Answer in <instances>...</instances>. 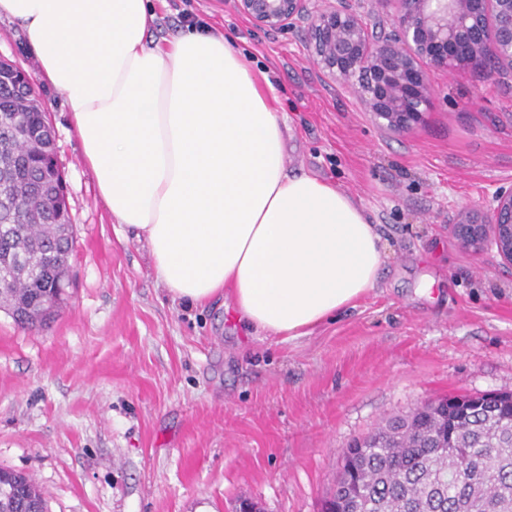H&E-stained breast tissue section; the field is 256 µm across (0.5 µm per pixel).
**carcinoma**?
Wrapping results in <instances>:
<instances>
[{
	"mask_svg": "<svg viewBox=\"0 0 512 512\" xmlns=\"http://www.w3.org/2000/svg\"><path fill=\"white\" fill-rule=\"evenodd\" d=\"M31 93L0 83V307L30 329L64 304L54 286L66 281L72 240L69 215L49 212L55 140L22 147L47 119L24 106ZM0 484L15 490L0 512H44L32 478L0 470ZM328 502L335 512H512V397L463 395L387 418L346 448Z\"/></svg>",
	"mask_w": 512,
	"mask_h": 512,
	"instance_id": "cac0c4a2",
	"label": "carcinoma"
}]
</instances>
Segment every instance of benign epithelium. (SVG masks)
Wrapping results in <instances>:
<instances>
[{"label":"benign epithelium","mask_w":512,"mask_h":512,"mask_svg":"<svg viewBox=\"0 0 512 512\" xmlns=\"http://www.w3.org/2000/svg\"><path fill=\"white\" fill-rule=\"evenodd\" d=\"M255 27L292 30L304 24L307 57L325 77L350 87L380 130L406 133L433 106L428 72L453 74L487 62L512 74V0H375L390 9V29L369 30L352 0H233ZM33 77L0 64V81ZM474 253L496 250L512 265V186L494 197L491 216L467 212L455 225Z\"/></svg>","instance_id":"1"}]
</instances>
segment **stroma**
<instances>
[{"mask_svg":"<svg viewBox=\"0 0 512 512\" xmlns=\"http://www.w3.org/2000/svg\"><path fill=\"white\" fill-rule=\"evenodd\" d=\"M154 38L233 33L280 88L289 173L360 200L386 240L375 288L296 339L250 335L231 298L190 306L157 280L145 242L97 198L62 95L38 84L72 222L67 304L49 327L0 311V468L30 476L46 512H321L348 443L448 395L512 392V268L464 251L463 211L512 185V74H429L434 108L382 133L356 94L232 0H150ZM37 74L19 23L0 58Z\"/></svg>","mask_w":512,"mask_h":512,"instance_id":"35a3bbf8","label":"stroma"}]
</instances>
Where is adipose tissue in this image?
I'll use <instances>...</instances> for the list:
<instances>
[{
  "instance_id": "ef3b65f1",
  "label": "adipose tissue",
  "mask_w": 512,
  "mask_h": 512,
  "mask_svg": "<svg viewBox=\"0 0 512 512\" xmlns=\"http://www.w3.org/2000/svg\"><path fill=\"white\" fill-rule=\"evenodd\" d=\"M149 0H0L62 92L97 194L176 299L227 292L263 336L309 335L375 288L385 245L335 184L288 174L277 87L222 31L151 34Z\"/></svg>"
}]
</instances>
